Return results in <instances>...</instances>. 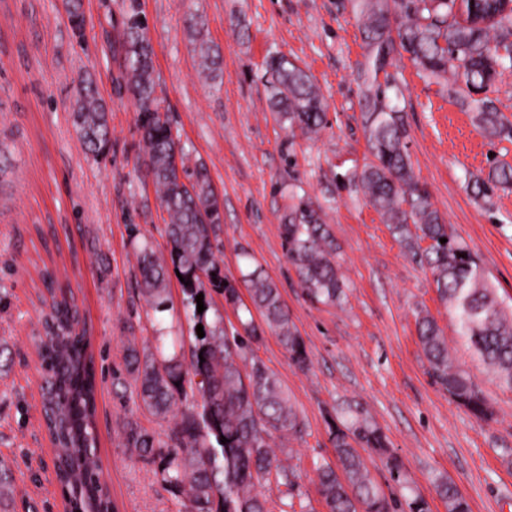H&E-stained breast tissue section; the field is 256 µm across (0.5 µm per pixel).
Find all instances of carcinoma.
Masks as SVG:
<instances>
[{
    "mask_svg": "<svg viewBox=\"0 0 512 512\" xmlns=\"http://www.w3.org/2000/svg\"><path fill=\"white\" fill-rule=\"evenodd\" d=\"M72 31L83 35L82 0H62ZM367 45L366 79L362 89V124L371 159L346 175L359 185L369 204L407 248L412 259L427 269L441 301L448 306L457 335L495 379L512 391V307L497 295L479 257L445 223L433 207L430 193L414 173L404 113L391 104L378 73L403 52L426 76L445 80L460 106L475 119L490 140H512V122L490 98L496 83L512 70V7L504 0H466L475 14H492L487 25L457 18V0H353ZM125 11V75L123 88L136 101L140 151L136 167L155 186L165 225L167 256L145 245L136 253L139 294L149 305L167 299L169 269L184 278L180 283L187 308L205 336L194 337L190 364L178 355L156 356L127 349L126 363L135 376L141 407L165 418L187 392L199 396L201 411L183 412L170 435L171 446L162 470L163 481L182 491L187 512H270L256 491L262 480H275L287 512H313L299 492V475L284 465L271 448L275 433L300 438L305 423L279 376L253 352L265 333L275 335L290 363L304 371L311 363L303 338L281 299L278 285L263 273L246 251L241 253L248 291L244 302L238 283L226 277L216 258L220 251L224 204L213 190L203 165L188 170L187 154L174 132L165 101L157 95L153 48L147 36L139 0H123ZM205 23L195 17L189 29L198 43L202 73L216 79L221 55L204 39ZM269 101L276 122L291 137L311 139L326 124L323 98L311 77L283 55L266 60ZM72 122L86 151L103 158L110 148L107 107L97 86L85 81L72 109ZM512 185V166L495 162L487 176L473 182L474 193L485 197ZM281 217V237L298 287L313 303L342 304L345 282L321 206L291 190ZM447 242L442 243L440 239ZM427 246H421V243ZM224 296L235 312H260L263 325L242 323L243 333L229 336L221 316L207 322L197 312L196 296L205 285ZM45 319L48 341L40 350L44 376L43 410L55 443L60 483L82 512H110L112 501L101 482L95 421L96 382L88 337L78 332V310L66 299L52 296ZM418 340L427 361V374L448 398L480 421L493 420L488 397L471 374L457 364L429 312L416 316ZM205 362H200V359ZM336 463L315 467L317 494L327 512H394L393 500L378 487L358 448H371L385 457L392 481L400 482L402 463L389 449L382 428L358 403H348L336 417L327 418ZM129 447L148 453L155 439L135 422L125 426ZM228 439L223 444L220 438ZM435 490L447 512H470L467 499L451 477L437 481Z\"/></svg>",
    "mask_w": 512,
    "mask_h": 512,
    "instance_id": "cac0c4a2",
    "label": "carcinoma"
}]
</instances>
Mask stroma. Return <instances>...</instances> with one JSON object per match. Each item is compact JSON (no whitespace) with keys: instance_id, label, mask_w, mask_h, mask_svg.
<instances>
[{"instance_id":"35a3bbf8","label":"stroma","mask_w":512,"mask_h":512,"mask_svg":"<svg viewBox=\"0 0 512 512\" xmlns=\"http://www.w3.org/2000/svg\"><path fill=\"white\" fill-rule=\"evenodd\" d=\"M119 0H84L86 26L75 37L62 0H0V141L10 166L0 175V462L12 474L0 512H62L63 491L41 414L37 343L48 288L76 301L90 338L97 383L101 480L116 512H185L184 497L162 479L174 426L139 404L126 364V341L152 350L158 337L192 343L196 330L177 277L164 305L138 294L135 242L166 249L165 214L135 166L136 106L120 91L124 36ZM154 48L157 91L188 153L201 162L224 203L218 255L240 279L248 250L278 285L312 358L291 366L276 336L256 353L276 372L305 421L284 448L314 512H326L313 480L317 463L334 460L326 417L337 403L361 402L403 464L392 482L385 460L361 455L387 497L405 507L413 496L447 512L436 479L449 476L472 512H512V392L499 388L459 342L429 271L416 264L346 174L368 154L362 126L366 49L350 0H141ZM223 57V83L198 74L192 15ZM281 53L311 75L327 105L319 138H291L269 108L264 62ZM388 72L403 92L415 174L434 207L477 253L503 299L512 298V188L475 197L467 183L493 160L512 163V142L478 130L446 83L418 74L408 59ZM91 75L109 110L110 150L86 155L71 119L77 87ZM316 198L337 246L346 299L336 307L306 300L282 246L280 217L288 188ZM428 310L453 354L486 391L495 411L477 420L449 400L426 372L415 325ZM135 422L158 443L144 456L129 448Z\"/></svg>"}]
</instances>
